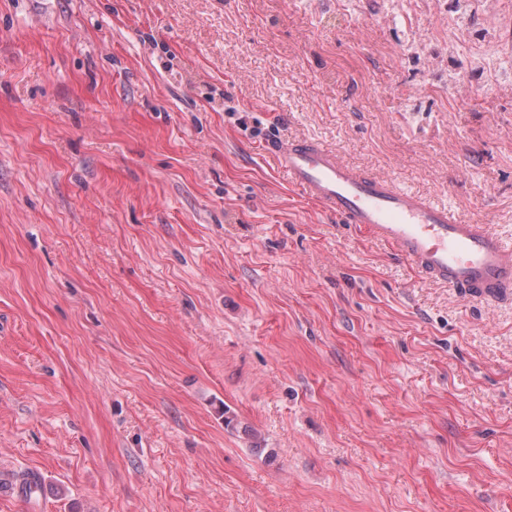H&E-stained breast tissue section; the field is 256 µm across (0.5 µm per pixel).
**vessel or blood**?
Masks as SVG:
<instances>
[{"label": "vessel or blood", "instance_id": "vessel-or-blood-1", "mask_svg": "<svg viewBox=\"0 0 512 512\" xmlns=\"http://www.w3.org/2000/svg\"><path fill=\"white\" fill-rule=\"evenodd\" d=\"M266 151L309 198L390 245L425 278L464 298L512 299V245L486 226L461 223L447 205L354 168L315 140H271Z\"/></svg>", "mask_w": 512, "mask_h": 512}]
</instances>
